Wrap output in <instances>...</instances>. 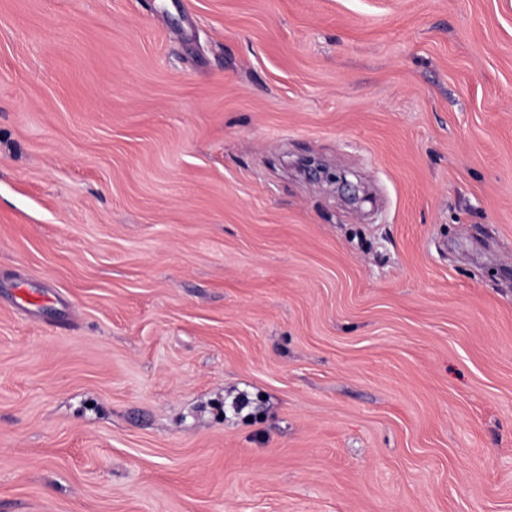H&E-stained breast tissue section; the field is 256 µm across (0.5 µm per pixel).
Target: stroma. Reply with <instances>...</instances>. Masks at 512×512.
<instances>
[{
  "label": "stroma",
  "mask_w": 512,
  "mask_h": 512,
  "mask_svg": "<svg viewBox=\"0 0 512 512\" xmlns=\"http://www.w3.org/2000/svg\"><path fill=\"white\" fill-rule=\"evenodd\" d=\"M0 512H512V0H0Z\"/></svg>",
  "instance_id": "stroma-1"
}]
</instances>
